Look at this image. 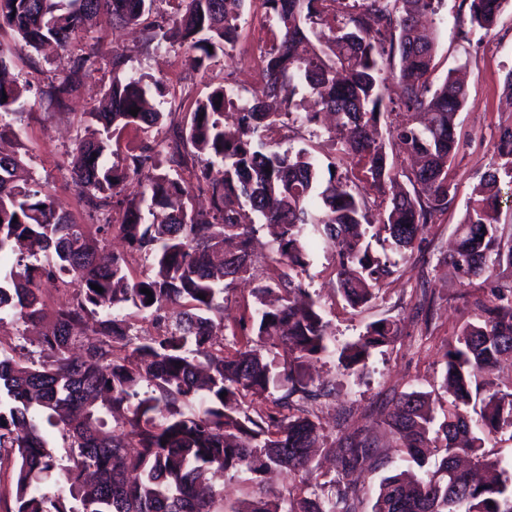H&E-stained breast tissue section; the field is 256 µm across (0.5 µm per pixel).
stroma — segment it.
Here are the masks:
<instances>
[{
	"mask_svg": "<svg viewBox=\"0 0 512 512\" xmlns=\"http://www.w3.org/2000/svg\"><path fill=\"white\" fill-rule=\"evenodd\" d=\"M467 21L466 0H442L433 20L437 36L433 81L441 82L448 70L459 66L466 72L467 103L456 119L461 147L449 170L457 188L454 203L428 225L421 249L414 251L408 262L399 264L368 306L354 309L342 299L333 248L315 246L308 265L293 273L320 305L337 344L355 340L367 324L379 319L396 321L399 328L393 342L372 350L364 369H344L333 353L310 365L314 381L330 380L336 385L335 396L322 400L316 410L328 440L354 433L368 436L376 439L387 454L383 470L359 477L364 492L361 512H371L383 475L418 470L416 464L402 460L397 436L382 423L384 414L400 393L412 390L431 393L436 409L447 408L452 396L440 382L448 353L457 346L459 328L472 317L473 299L488 297L492 288L491 283L479 280L463 282L448 265L446 256L482 178L494 172L501 184L512 181V168L495 150L501 128L512 124V98L505 87L506 76L512 72V0H507L491 34L476 31L462 38L460 30ZM275 28L263 0H247L233 49L203 73L188 69L180 54L146 52L141 28H118L108 14H99L91 34L99 41L102 65L82 77L64 109L41 98L39 90L51 77L71 67L80 52L79 44L38 54L21 46L11 30H1L0 42L13 47L12 71L31 86L23 114L16 121L23 131L26 177L44 185L74 222L87 223L82 197L67 165L75 137L86 127L87 112L98 105L112 82L113 54H124L129 70L166 84L169 94L165 109L178 122L195 99L206 97L217 84L230 85L243 97H250L260 85V56ZM273 273L271 244L262 235L254 243L251 283H240L224 295V323L229 328L221 338L225 348H232L234 343L231 328L254 308L252 284L264 283ZM296 481L288 474L275 473L261 487L252 474L241 470L225 474L219 485L224 490V504L229 507L263 492L288 497Z\"/></svg>",
	"mask_w": 512,
	"mask_h": 512,
	"instance_id": "1",
	"label": "stroma"
}]
</instances>
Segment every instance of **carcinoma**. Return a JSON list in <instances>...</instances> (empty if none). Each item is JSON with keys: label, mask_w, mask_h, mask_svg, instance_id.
<instances>
[{"label": "carcinoma", "mask_w": 512, "mask_h": 512, "mask_svg": "<svg viewBox=\"0 0 512 512\" xmlns=\"http://www.w3.org/2000/svg\"><path fill=\"white\" fill-rule=\"evenodd\" d=\"M156 2L0 0V29L35 52L84 40L71 70L42 89L62 107L82 73L100 62L88 36L94 18L106 12L116 26L138 25ZM163 2L171 12L145 27L147 51L181 53L200 71L234 47L245 0ZM263 2L278 34L261 56L260 93L243 99L215 86L164 144L147 138L164 117L156 108L167 96L159 80L115 78L106 105L88 112L71 177L97 231L112 229L113 210L123 212L119 233L150 261L144 278L129 280L126 258L103 255L102 240L72 221L38 181L15 183L23 157L0 150V325L7 317L21 326L54 321L36 351L0 346V451L14 458L15 512H224L212 481L225 473L308 470L322 437L313 408L331 387L314 384L307 365L329 351V324L302 284L283 272L255 289L251 332L226 355L216 343L224 333V291L246 275L252 240L266 228L274 261L290 270L308 265L310 239L330 243L343 299L365 306L397 267L373 243L406 259L454 201L448 168L460 150L456 116L466 91L451 71L432 80L436 35L426 21L439 0H361L328 35L318 25L336 0ZM468 2L470 30L488 34L506 0ZM10 54L0 45V143L19 141L13 116L28 92L27 82L7 73ZM396 57L402 93L393 99L382 70ZM305 103L307 125H318L324 113L336 116L342 157L325 167L305 148L278 149L284 120ZM227 113L236 116L232 126L224 123ZM127 128L145 138L121 164L106 165L105 155L118 154L112 132ZM496 148L512 164V125L501 129ZM401 154L417 157L418 166L398 169ZM197 159L195 183L187 184L180 171ZM131 177L144 185L129 198L122 192ZM358 181L387 200L376 225L353 192ZM501 198L497 177L488 175L458 224L447 260L467 279L512 268ZM45 282L73 295L49 311ZM129 304L154 333L138 334L123 314ZM473 309L474 321L463 324L459 347L449 352L443 385L453 400L438 429L433 401L422 391L400 394L383 418L400 435L405 458L422 468L434 455L438 465L413 481L384 477L372 512H512V476L475 475L501 467L485 452L483 435L512 429V392L484 377L512 353V283L493 288L490 300L475 299ZM397 333L394 321H375L337 348L338 361L346 370L363 367L370 350ZM475 397L481 407L473 416ZM257 400L268 406L255 408ZM330 451L338 470L329 481L302 482L287 499L263 495L232 512H359L362 490L351 476L383 468L382 454L374 440L357 435ZM326 487L331 492L323 493Z\"/></svg>", "instance_id": "1"}]
</instances>
